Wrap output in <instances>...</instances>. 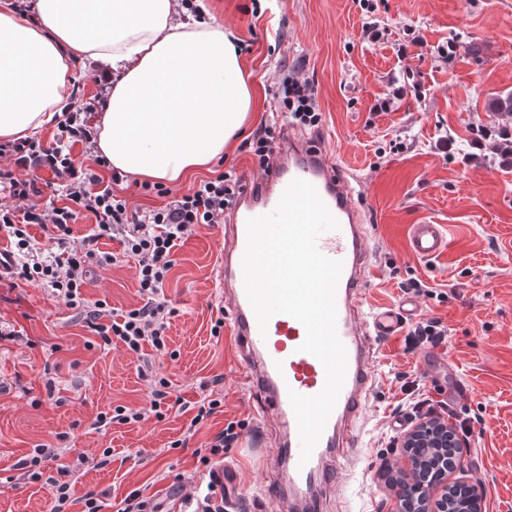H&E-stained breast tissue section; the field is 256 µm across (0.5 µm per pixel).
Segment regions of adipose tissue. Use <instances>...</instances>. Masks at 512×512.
I'll list each match as a JSON object with an SVG mask.
<instances>
[{
	"instance_id": "1",
	"label": "adipose tissue",
	"mask_w": 512,
	"mask_h": 512,
	"mask_svg": "<svg viewBox=\"0 0 512 512\" xmlns=\"http://www.w3.org/2000/svg\"><path fill=\"white\" fill-rule=\"evenodd\" d=\"M0 0V142L19 143L68 107L70 64L109 65L94 140L109 167L177 182L222 159L252 107L232 33L179 0Z\"/></svg>"
}]
</instances>
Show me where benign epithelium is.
Here are the masks:
<instances>
[{"label": "benign epithelium", "mask_w": 512, "mask_h": 512, "mask_svg": "<svg viewBox=\"0 0 512 512\" xmlns=\"http://www.w3.org/2000/svg\"><path fill=\"white\" fill-rule=\"evenodd\" d=\"M410 467V481L398 494L396 512H481L480 486L468 482L448 485V449L464 448L466 441L453 425L440 418H427L417 423L401 441ZM426 449L425 454L412 452Z\"/></svg>", "instance_id": "obj_1"}]
</instances>
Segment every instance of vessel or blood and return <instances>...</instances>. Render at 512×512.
<instances>
[{"label": "vessel or blood", "instance_id": "1", "mask_svg": "<svg viewBox=\"0 0 512 512\" xmlns=\"http://www.w3.org/2000/svg\"><path fill=\"white\" fill-rule=\"evenodd\" d=\"M311 183L332 215L338 229L323 232L319 250L339 260L343 269L336 294L337 333L347 351V373L337 404L307 463H300V438L290 392L319 393L325 383L322 363L301 351L306 332L286 314L274 315L266 329H259L247 298L242 271L249 218L272 212L285 188L294 179ZM363 197L352 187L324 145L282 135L269 172L247 185L225 220L224 249L216 293L225 300L226 325L238 342L242 361L239 375L246 385L263 394V407L283 429L274 442L276 455L288 466L287 512H322L313 488L336 485L346 454L358 443L362 415L374 379L372 367L378 338L392 336L419 306L406 299L399 306L364 308L362 297L371 264L369 229L364 223ZM406 248L417 258L443 254L448 241L435 224H412L406 232Z\"/></svg>", "mask_w": 512, "mask_h": 512}]
</instances>
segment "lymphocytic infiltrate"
Returning a JSON list of instances; mask_svg holds the SVG:
<instances>
[{"label": "lymphocytic infiltrate", "mask_w": 512, "mask_h": 512, "mask_svg": "<svg viewBox=\"0 0 512 512\" xmlns=\"http://www.w3.org/2000/svg\"><path fill=\"white\" fill-rule=\"evenodd\" d=\"M273 96L278 100L277 117L262 126L252 140L243 145L260 170H267L275 146L285 126L315 127L321 121L317 92L313 82L298 71H281ZM49 167L66 183L61 191L62 205L41 206L30 202L35 187L15 179L10 171L0 169V194L13 198V205L0 207V233L14 249L0 256V267L7 277L33 283L47 289L56 302L76 310L97 338L100 349L120 342L129 354L143 357L144 346L157 352L167 349L166 335L175 310L165 295L169 272L175 266V247L194 227L223 223L244 188L236 172L228 171L200 180L183 193L171 194L166 205L154 209L131 207L128 200L114 193L123 174L111 173L109 179L93 172L77 173L72 159L58 152L47 155ZM94 217L92 234L77 239L72 226L85 217ZM39 225L47 235L45 248H31L27 228ZM119 239L124 257L137 270L139 307L113 318L107 300L86 297L91 260L100 264L114 262V255H97L95 245L103 238ZM150 402L141 408L116 407L113 413H99L94 427L106 430L112 423L135 424L148 417H162L172 383L167 378H151ZM57 445H36L31 457L20 467L36 482L46 481L50 488L51 512H67L71 504V469H58L56 476L46 473L50 463L64 453L68 433L57 435Z\"/></svg>", "instance_id": "lymphocytic-infiltrate-1"}]
</instances>
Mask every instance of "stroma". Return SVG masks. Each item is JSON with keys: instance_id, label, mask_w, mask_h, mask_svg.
Listing matches in <instances>:
<instances>
[{"instance_id": "stroma-1", "label": "stroma", "mask_w": 512, "mask_h": 512, "mask_svg": "<svg viewBox=\"0 0 512 512\" xmlns=\"http://www.w3.org/2000/svg\"><path fill=\"white\" fill-rule=\"evenodd\" d=\"M374 3L386 34L371 43L364 37L369 17L357 0H203L249 46L240 55L253 88L243 138L275 106L268 92L274 64H301L313 81L321 113L315 137L365 187L374 253L365 305L398 304L405 297L401 281L416 278L431 289L418 298L420 318L439 319L448 329L447 345L437 348L408 347L401 335L378 340L365 427L324 512H336L341 498L347 512H393L397 484L409 473L396 426L397 409L411 399L402 388L407 381L472 427L452 479L482 487L484 512H512V165L470 155L477 127L503 120L489 102L512 93V0ZM450 43L455 51L439 55ZM396 84L405 88L401 100L373 114L376 99ZM444 135L453 139L446 152L436 146ZM0 166L36 182L38 203L56 201L48 166L17 155ZM411 224L439 225L447 252L410 255ZM223 235V225L206 224L179 242L164 288L175 309L168 351H146L153 374L171 380L174 396L197 401L205 383L222 401L221 412L184 448L174 442L185 437L191 416L174 409L160 420L93 429L99 413L148 405L136 357L119 345L88 348L92 334L78 312L40 286L0 280V512H49L48 486L30 481L18 462L65 431L67 463L112 451L108 465L79 476L76 500L102 492L106 512H116L137 489L159 512H170L180 496L175 475L184 476L187 490L205 492L208 469L193 451L230 421L243 430L223 464L238 471L240 482L224 512H285L283 468L270 451L278 426L261 413L259 392L240 380L231 343L211 334ZM98 249L118 260L93 269L87 296L107 299L118 312L139 307L133 261L121 257L118 240L100 239ZM48 362L60 367L51 393L42 377Z\"/></svg>"}]
</instances>
